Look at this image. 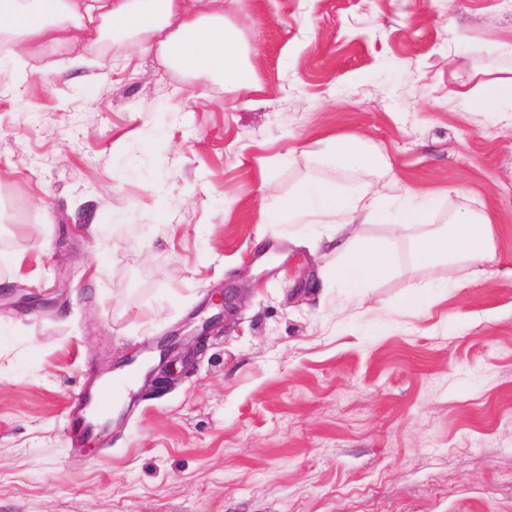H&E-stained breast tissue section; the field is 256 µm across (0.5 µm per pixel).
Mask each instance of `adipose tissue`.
I'll return each mask as SVG.
<instances>
[{
  "label": "adipose tissue",
  "mask_w": 512,
  "mask_h": 512,
  "mask_svg": "<svg viewBox=\"0 0 512 512\" xmlns=\"http://www.w3.org/2000/svg\"><path fill=\"white\" fill-rule=\"evenodd\" d=\"M244 0H0V37L21 54L64 44L82 47L111 34L138 52L154 56L163 66L195 76L206 74L225 90L249 96L256 88L251 49L235 10ZM452 97L484 100L488 108L512 99V69L479 81L474 87L452 90ZM320 163L335 170H364L382 178L381 189L344 199L332 179L317 177L299 189L277 197L260 210L266 224L336 225L331 252L334 277L349 288H363L390 274L392 243L367 241L357 225L376 220L399 229L415 228L405 246L410 256L431 267L466 269V278L480 281L500 270L495 260V224L491 213L463 206V191L434 198L406 196L387 157L366 149L354 134L325 139ZM444 223L430 220L435 209Z\"/></svg>",
  "instance_id": "adipose-tissue-1"
}]
</instances>
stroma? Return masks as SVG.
Listing matches in <instances>:
<instances>
[{
    "instance_id": "1",
    "label": "stroma",
    "mask_w": 512,
    "mask_h": 512,
    "mask_svg": "<svg viewBox=\"0 0 512 512\" xmlns=\"http://www.w3.org/2000/svg\"><path fill=\"white\" fill-rule=\"evenodd\" d=\"M252 102L123 44L0 41V512H512V278L418 268L330 284L335 225L260 205L364 136L417 195L467 193L512 265V114L450 89L512 66V0H246ZM440 285L427 287L428 277ZM241 288L161 383L127 357ZM416 302H409L413 285ZM381 317H374L373 308ZM134 375L108 442L68 420Z\"/></svg>"
}]
</instances>
